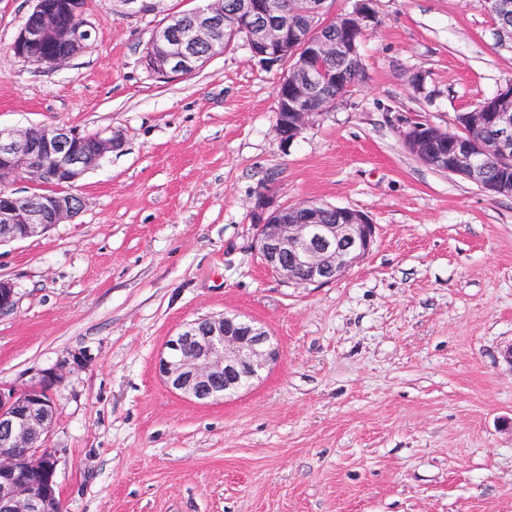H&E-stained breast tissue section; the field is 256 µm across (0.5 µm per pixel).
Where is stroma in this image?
<instances>
[{"label":"stroma","mask_w":512,"mask_h":512,"mask_svg":"<svg viewBox=\"0 0 512 512\" xmlns=\"http://www.w3.org/2000/svg\"><path fill=\"white\" fill-rule=\"evenodd\" d=\"M87 2L92 46L36 67L6 51L32 0H0V127L126 139L73 187L75 221L0 246L17 292L0 387L86 356L54 392L62 512H512V197L397 132L512 82L486 0H373L364 81L289 145L283 69L244 41L173 82L143 66L164 19L204 0ZM265 186L367 213L372 251L334 282H284L254 249ZM225 312L265 325L278 361L210 404L174 393L167 339Z\"/></svg>","instance_id":"35a3bbf8"}]
</instances>
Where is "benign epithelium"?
<instances>
[{
  "instance_id": "1",
  "label": "benign epithelium",
  "mask_w": 512,
  "mask_h": 512,
  "mask_svg": "<svg viewBox=\"0 0 512 512\" xmlns=\"http://www.w3.org/2000/svg\"><path fill=\"white\" fill-rule=\"evenodd\" d=\"M34 6L8 50L33 65H62L85 52L94 28L87 0H33ZM326 0H300L299 14L318 20ZM372 0H354L350 12L336 18L345 30L340 41L310 28H288L277 0H238L232 13L224 0L172 15L157 28L143 62L160 80L195 72L206 63L197 45L216 55L235 39L245 40L251 56L267 67L287 66L279 83L276 131L281 143L294 142L337 97L313 57L353 55L359 37L375 24ZM224 27V42L213 32ZM452 128L465 135L448 141V130L427 120L402 123L400 138L421 162L462 177L482 191L507 192L504 181H491L486 159L512 160V83L471 112L458 114ZM125 136L107 129L79 133L66 127L0 128V244L46 234L74 220L80 199L66 190L23 199L10 190L29 177L42 184L75 186L109 153L123 150ZM257 229L255 249L265 266L299 286L324 284L344 275L372 250L376 225L360 210L305 203L284 206L268 189L259 191L250 210ZM14 284L0 277V315L14 310ZM156 370L174 392L199 402L220 400L249 384L278 351L265 326L238 314H221L186 323L166 343ZM82 364L73 353L39 379L17 389L0 387V512H52L59 494L55 450L47 447L55 424L52 391L63 373Z\"/></svg>"
}]
</instances>
